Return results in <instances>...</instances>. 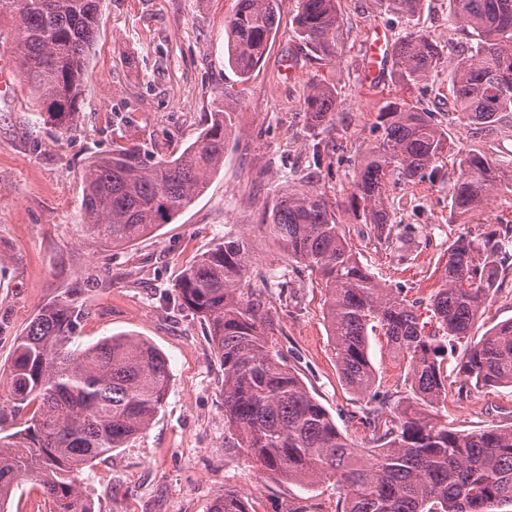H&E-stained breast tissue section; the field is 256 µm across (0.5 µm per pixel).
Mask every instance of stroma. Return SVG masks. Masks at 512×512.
Instances as JSON below:
<instances>
[{"instance_id": "35a3bbf8", "label": "stroma", "mask_w": 512, "mask_h": 512, "mask_svg": "<svg viewBox=\"0 0 512 512\" xmlns=\"http://www.w3.org/2000/svg\"><path fill=\"white\" fill-rule=\"evenodd\" d=\"M338 7V54L327 62L294 33L297 0H279L276 37L244 83L228 65L224 38L236 0H100L75 128L39 120L21 74H14L11 93L0 95V366L9 363L16 337L37 309L64 295L83 311L76 344L134 334L169 363L168 395L149 428L83 474L82 490L95 512H209L227 489L249 495L252 512H340L343 502L328 479L307 487L266 477L251 485L253 469L224 445V371L203 321L181 306L175 290L185 265L225 234H246L247 279L272 309L276 350L339 430L366 445L358 414L367 400L340 378L317 274L292 268L256 227L278 191L315 189L327 201H341L339 220L363 265L422 305L440 285L454 239L478 234L486 224L512 225V185L506 183L474 223L449 218L455 152L478 149L492 160H512V113L479 133L458 122L448 78L472 36L452 20L448 0H420L408 19L387 12L382 0H339ZM375 28L390 42L419 30L447 48L438 74L404 90L387 64L380 87L369 89L366 35ZM314 82L335 88L339 102L334 119L317 128L305 111ZM229 96L238 104L224 166L188 209L152 236L114 249L84 229L81 173L90 156L130 140L163 156L179 154ZM396 98L430 113L451 149L424 178L388 176L394 225L384 243L344 202L352 191L353 162L375 145L377 114ZM509 319L512 266L499 271L496 292L472 334L481 338ZM369 352L381 390L397 402L406 394L402 364L384 337H371ZM457 363L453 356L443 363L448 397L438 407L442 418L465 432L512 424V388L458 395Z\"/></svg>"}]
</instances>
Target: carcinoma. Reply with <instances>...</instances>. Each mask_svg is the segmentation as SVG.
<instances>
[{
  "mask_svg": "<svg viewBox=\"0 0 512 512\" xmlns=\"http://www.w3.org/2000/svg\"><path fill=\"white\" fill-rule=\"evenodd\" d=\"M420 0H384L403 17ZM456 24L474 43L455 62L448 86L460 119L470 126L512 112V0H449ZM16 37L12 54L46 121L69 128L78 118L86 50L99 23L98 0H7ZM278 0H238L225 20L227 60L243 80L259 67L278 30ZM296 33L316 55L337 54V0H298ZM401 86L433 76L443 48L410 31L388 49ZM237 102L226 100L198 138L177 156L163 157L140 143L117 144L94 156L82 173L85 226L114 247L131 244L170 223L224 166ZM316 127L338 108L335 92L313 82L305 99ZM377 144L353 164L351 207L380 240L392 216L385 179L396 172L413 181L433 167L448 135L428 113L401 101L377 115ZM451 200L456 224H470L501 186L505 171L478 150L458 159ZM260 231L288 261L318 272L336 364L349 390L376 399L378 377L369 337L383 335L393 357L406 361L407 395L384 418L385 402L361 413L369 448H356L329 412L287 365L272 341L275 319L264 295L249 287L248 239H224L188 265L176 283L181 304L208 326L224 369L222 396L227 445L254 470L305 486L328 477L343 512H495L512 507V425L456 431L436 411L448 396L443 356L463 348L464 388L512 386V320L478 341L472 325L495 291L498 265L509 259L512 227L460 235L448 246L441 285L425 314L402 291L385 287L348 243L324 194L290 188L260 214ZM80 318L64 296L38 309L0 368L18 408L35 405L19 430L0 436V512L13 491L32 481L50 512H94L81 475L95 460L143 433L162 408L170 385L167 358L149 340L106 336L71 347ZM209 512H250L238 493L224 490Z\"/></svg>",
  "mask_w": 512,
  "mask_h": 512,
  "instance_id": "cac0c4a2",
  "label": "carcinoma"
}]
</instances>
